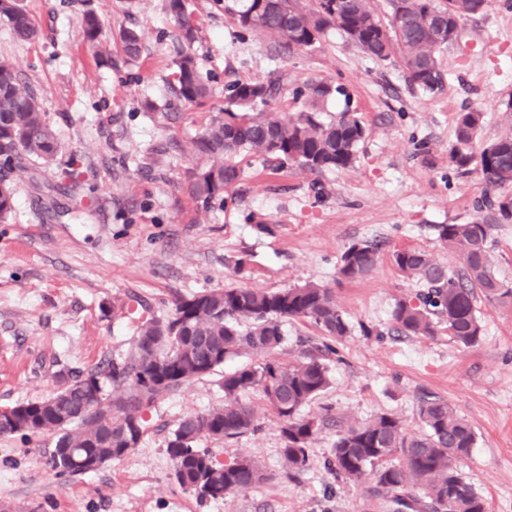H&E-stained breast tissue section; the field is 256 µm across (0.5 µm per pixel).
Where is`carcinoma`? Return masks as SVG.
I'll return each instance as SVG.
<instances>
[{
	"mask_svg": "<svg viewBox=\"0 0 512 512\" xmlns=\"http://www.w3.org/2000/svg\"><path fill=\"white\" fill-rule=\"evenodd\" d=\"M486 7V0H386L379 12L373 0H247L231 14L247 33L269 39L285 56L314 46L336 29L364 54L378 61L396 59L407 83L434 92L442 83L440 53L448 35ZM166 9L179 32L180 47L173 61L174 94L193 105L212 95L198 61L190 51L196 28L184 0H167ZM0 21L15 37L30 41L36 27L20 0H0ZM86 42L98 48L105 33L99 15L84 14ZM124 54L141 53L142 37L133 27L116 35ZM280 80H238L226 88L224 110L214 115L192 140L195 164L187 172L195 199L208 206L243 178L234 162L241 154H258L275 168L296 166L319 174L353 165L367 129L357 113L344 109L334 118L323 116V104L343 94L341 86L311 81L296 90L305 108L292 115L274 103ZM483 113L460 112L448 165L461 173L477 172L487 192L485 204L500 219L512 220V135L474 151ZM57 137L42 112L33 89L24 84L11 61L0 58V171L5 177L26 171V163L52 161ZM0 191V219L12 210V182ZM437 239L460 261L452 271L419 248L396 249L391 261L397 271L424 286L413 299L398 301L391 322L405 336L434 338L444 330L460 347L478 345L484 335L475 301L512 299V287L496 278L487 246L490 226L476 219L466 224L435 225ZM380 247L357 241L340 256L336 275L344 281L368 276L376 267ZM293 320L310 322L330 343L325 353L337 354L333 342L350 334L349 320L337 304L333 289L306 283L278 290L227 285L174 302L164 319L153 318L140 328L131 351L91 371L63 382L46 399L12 407L14 421L0 423V436L21 431L56 436L51 467L61 474L95 471L120 460L140 442L142 410L164 394L213 372L225 361L259 356L261 361L224 374V405L185 416L168 441L174 478L200 499L251 490L270 479L265 466L252 457L220 463L203 439L226 441L259 428V417L241 396L258 391L280 423L282 467L298 476L308 466V449L318 420L302 414L331 384L329 367L321 355L306 354L289 364L276 357L285 340L284 326ZM112 387V398L104 394ZM421 430L406 431L393 413L341 429L331 448L329 468L336 479L360 481L372 475V492L395 505L418 512H487L485 500L465 478L459 463L469 456L476 434L469 421L448 401L433 395L420 398Z\"/></svg>",
	"mask_w": 512,
	"mask_h": 512,
	"instance_id": "cac0c4a2",
	"label": "carcinoma"
}]
</instances>
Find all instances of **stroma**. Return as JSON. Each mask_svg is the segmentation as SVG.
Wrapping results in <instances>:
<instances>
[{
	"label": "stroma",
	"mask_w": 512,
	"mask_h": 512,
	"mask_svg": "<svg viewBox=\"0 0 512 512\" xmlns=\"http://www.w3.org/2000/svg\"><path fill=\"white\" fill-rule=\"evenodd\" d=\"M38 37L17 40L0 22V56L32 87L56 133L52 165L14 173V207L0 220V408L46 398L61 380L102 368L131 350L143 321L167 317L179 297L229 284L276 290L307 282L336 292L351 332L326 362L330 387L304 412L322 421L307 469L282 472L280 424L260 394L245 400L261 428L211 443L219 462L259 459L272 478L218 500H199L176 483L168 440L180 420L224 402L227 372L244 358L159 398L143 411V435L122 460L97 471L57 475L53 435L0 437V512H388L373 478L353 483L328 468L340 426L390 412L419 429L418 398L451 403L477 442L461 464L489 512H512V300L479 298L480 344L461 348L447 335L398 334L395 303L419 284L392 265L394 250L417 247L439 263L455 257L436 240L439 224L476 219L490 226L492 270L512 286V222L483 208L477 173L448 165L459 112L483 114L476 141L512 132V0H488L459 42L441 55L443 83L410 87L398 63L376 62L332 30L284 59L269 41L239 35L228 14L243 0H186L198 28L192 46L212 98L200 107L171 89L175 35L166 0H22ZM95 8L112 27H135L137 61L119 50L95 57L83 41V13ZM282 76L276 106L293 113L295 91L311 80L346 88L327 106L357 112L368 129L353 166L311 174L242 163L240 189L202 210L185 182L191 142L224 107L225 86ZM153 102L155 111L143 108ZM66 180L69 196L47 188ZM381 245L368 276L341 282L336 267L353 242ZM285 363L325 342L309 324L285 326Z\"/></svg>",
	"instance_id": "obj_1"
}]
</instances>
